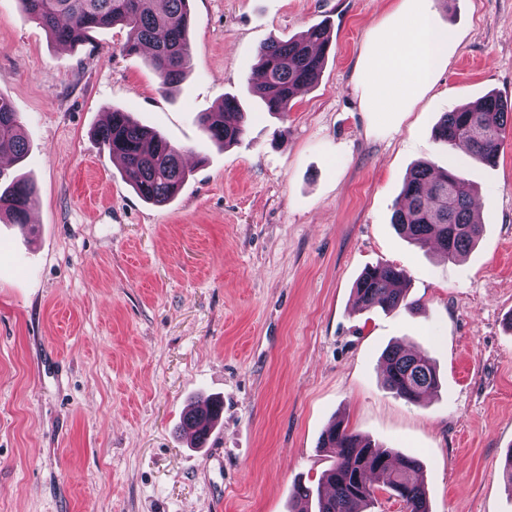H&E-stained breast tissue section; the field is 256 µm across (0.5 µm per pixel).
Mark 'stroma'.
Returning <instances> with one entry per match:
<instances>
[{"label": "stroma", "mask_w": 512, "mask_h": 512, "mask_svg": "<svg viewBox=\"0 0 512 512\" xmlns=\"http://www.w3.org/2000/svg\"><path fill=\"white\" fill-rule=\"evenodd\" d=\"M396 0H191V62L160 87L126 29L54 41L0 0V96L28 154L7 177L38 188L33 234L0 216V512H289L317 486L342 421L416 456L431 512H512V126L497 163L461 159L432 131L494 92L512 103V0H441L455 49L412 111H366L353 81ZM328 22L318 83L284 114L248 91L259 47ZM246 117L224 147L200 119L226 98ZM120 109L183 150L191 171L143 201L96 135ZM474 188L484 232L459 262L391 223L417 163ZM406 276L416 310H361L368 266ZM431 357L440 388L384 389V350ZM224 412L204 447L190 405Z\"/></svg>", "instance_id": "1"}]
</instances>
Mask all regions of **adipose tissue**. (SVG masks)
I'll return each mask as SVG.
<instances>
[{
  "label": "adipose tissue",
  "mask_w": 512,
  "mask_h": 512,
  "mask_svg": "<svg viewBox=\"0 0 512 512\" xmlns=\"http://www.w3.org/2000/svg\"><path fill=\"white\" fill-rule=\"evenodd\" d=\"M438 0H398L371 30L354 71L362 105L370 112H407L448 65L453 37L435 16Z\"/></svg>",
  "instance_id": "ef3b65f1"
}]
</instances>
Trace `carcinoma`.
<instances>
[{
	"mask_svg": "<svg viewBox=\"0 0 512 512\" xmlns=\"http://www.w3.org/2000/svg\"><path fill=\"white\" fill-rule=\"evenodd\" d=\"M190 0H19L51 37L76 44L106 26L128 30L121 51L127 55L148 50L152 67L161 84L169 87L186 74L190 62ZM330 43V29L320 23L306 34L287 41L271 40L257 52L251 92L266 111L286 112L295 94L313 87L322 73ZM512 105L487 94L475 105L442 114L433 131L434 140L468 148V156L483 165L496 164ZM206 136L227 147L245 133V116L235 100L201 119ZM101 144L123 161V171L135 191L146 201L162 204L173 199L189 171L181 151L156 131L133 120L122 110L110 112L98 132ZM13 157L25 156L27 144L22 125L11 103L0 97V148ZM405 206L395 210L392 224L413 244L440 249L450 263L469 252L482 235L483 225L472 213L473 189L453 168L420 162L410 170L402 189ZM36 205L33 184L12 180L0 192V213L20 228ZM403 270L390 264L365 268L353 292L363 309L415 310L407 300ZM384 386L395 396L419 403L438 388L436 368L430 357L400 345L384 354ZM222 407L216 403L194 406L183 417L187 429L203 427L196 439H206L205 428L217 420ZM320 447L334 449L332 465L323 472L319 485L330 488L323 494L301 482L290 492L292 512H372L376 504L375 484L400 498L407 512H429L419 464L413 457L393 454L348 430L340 422L322 433Z\"/></svg>",
	"mask_w": 512,
	"mask_h": 512,
	"instance_id": "obj_1",
	"label": "carcinoma"
}]
</instances>
